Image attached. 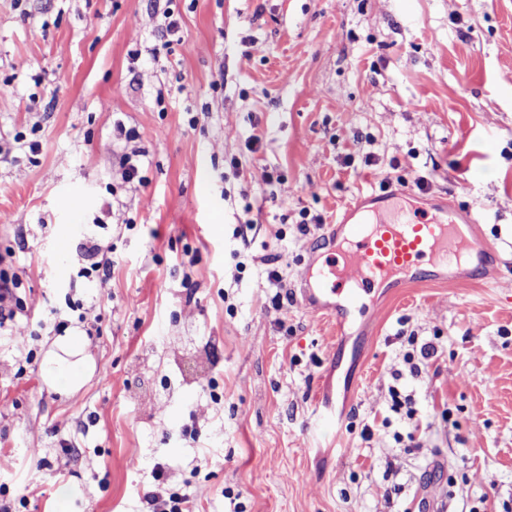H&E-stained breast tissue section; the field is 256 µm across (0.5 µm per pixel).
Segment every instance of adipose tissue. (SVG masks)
<instances>
[{
    "label": "adipose tissue",
    "instance_id": "1",
    "mask_svg": "<svg viewBox=\"0 0 512 512\" xmlns=\"http://www.w3.org/2000/svg\"><path fill=\"white\" fill-rule=\"evenodd\" d=\"M94 369L86 340L69 333L52 340L44 358L43 379L53 389L71 394L83 386Z\"/></svg>",
    "mask_w": 512,
    "mask_h": 512
}]
</instances>
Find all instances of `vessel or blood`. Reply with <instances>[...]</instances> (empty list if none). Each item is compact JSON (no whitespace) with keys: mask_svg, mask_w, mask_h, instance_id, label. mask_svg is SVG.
<instances>
[{"mask_svg":"<svg viewBox=\"0 0 512 512\" xmlns=\"http://www.w3.org/2000/svg\"><path fill=\"white\" fill-rule=\"evenodd\" d=\"M399 199L391 192L371 195L361 205L365 222L331 228L322 265L300 275L301 302L311 314L335 321L341 330L374 289L424 279L433 269L450 270L467 256L483 264L495 255L494 242L462 231L455 204L428 219L405 212Z\"/></svg>","mask_w":512,"mask_h":512,"instance_id":"1","label":"vessel or blood"}]
</instances>
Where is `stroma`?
<instances>
[{"label": "stroma", "instance_id": "stroma-1", "mask_svg": "<svg viewBox=\"0 0 512 512\" xmlns=\"http://www.w3.org/2000/svg\"><path fill=\"white\" fill-rule=\"evenodd\" d=\"M388 185L471 209L499 252L466 287L367 295L375 320L340 336L298 274ZM89 236L108 281L77 275ZM0 268L22 282L0 332L12 512H150L159 462L194 512H408L431 489L512 512V0H0ZM60 318L91 334L71 395L22 367ZM145 153L140 150H134L131 153H125L122 156V175L126 183L134 184L137 181L138 184H142L144 177L140 175L141 170V159Z\"/></svg>", "mask_w": 512, "mask_h": 512}]
</instances>
